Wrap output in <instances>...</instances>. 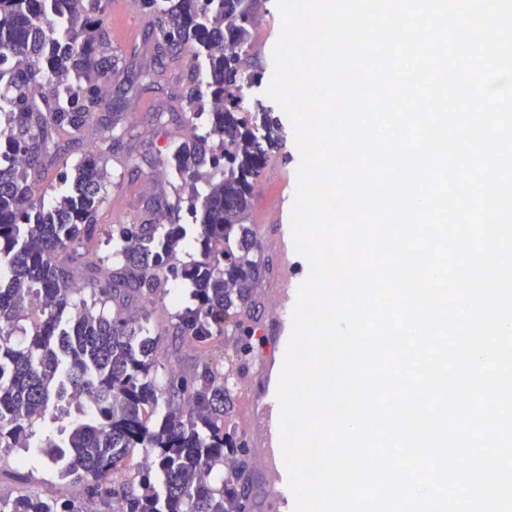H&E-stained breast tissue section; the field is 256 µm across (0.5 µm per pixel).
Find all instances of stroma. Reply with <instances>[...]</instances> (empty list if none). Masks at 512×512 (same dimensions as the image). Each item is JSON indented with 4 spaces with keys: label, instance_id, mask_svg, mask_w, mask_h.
Returning <instances> with one entry per match:
<instances>
[{
    "label": "stroma",
    "instance_id": "stroma-1",
    "mask_svg": "<svg viewBox=\"0 0 512 512\" xmlns=\"http://www.w3.org/2000/svg\"><path fill=\"white\" fill-rule=\"evenodd\" d=\"M261 27L254 32V44L248 51V66L259 82L252 96L265 98L273 73V47L280 35L282 17L277 0H258L255 11ZM112 52L120 59V67L109 80V93L116 111L122 112L131 130L130 136L104 153L102 165L108 173L105 192L108 206L103 218L130 224L139 220L158 196L175 198L182 190L183 179L175 171H164L162 157L182 131L190 115L185 105V88L190 53L174 54L159 48L153 17L140 13L137 25L127 28L123 37L112 38ZM149 60L159 77L155 85H146L139 73L141 60ZM164 110L173 118L166 126L157 125L152 114ZM287 135L282 149L272 154L271 164L278 174H261L264 191L258 194L248 216L259 239L272 233L270 222L280 200L293 199L298 179L301 155L293 142L296 129L282 110H275ZM189 291L181 285L169 287L164 297L153 304L142 305L140 300L129 303L131 309L148 308L149 317L143 325L147 336L158 339L157 361L160 374L170 368L191 374L204 366L224 367V337H214L208 345L173 339L168 332L171 312L189 306ZM57 424L44 417L36 425V435L30 448L15 450L0 456V497L9 499L20 494L68 501L80 499L83 512H98L100 503L93 496H75L72 485L64 475L65 459L51 461L42 448L46 436L55 435Z\"/></svg>",
    "mask_w": 512,
    "mask_h": 512
}]
</instances>
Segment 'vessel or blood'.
<instances>
[{
  "instance_id": "b4317fda",
  "label": "vessel or blood",
  "mask_w": 512,
  "mask_h": 512,
  "mask_svg": "<svg viewBox=\"0 0 512 512\" xmlns=\"http://www.w3.org/2000/svg\"><path fill=\"white\" fill-rule=\"evenodd\" d=\"M273 246L280 257L282 276L274 285L276 315L271 328L261 331L262 357L258 369L251 374L260 399L257 404L248 407L247 416L255 447L265 451L264 465L270 476L267 512H294L295 499L280 447V412L277 402L283 359L292 335L288 309L294 306L297 296L294 284L295 250L289 225L276 224Z\"/></svg>"
}]
</instances>
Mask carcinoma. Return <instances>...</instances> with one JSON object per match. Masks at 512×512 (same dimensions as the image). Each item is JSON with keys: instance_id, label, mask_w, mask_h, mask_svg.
<instances>
[{"instance_id": "carcinoma-1", "label": "carcinoma", "mask_w": 512, "mask_h": 512, "mask_svg": "<svg viewBox=\"0 0 512 512\" xmlns=\"http://www.w3.org/2000/svg\"><path fill=\"white\" fill-rule=\"evenodd\" d=\"M256 0H138L158 21L169 50L205 53V83L192 62L185 99L208 116V131L175 146L172 164L192 180L190 198H203L195 225V257H180L183 224H163L181 197L155 202L137 224L102 229L106 205L101 152L84 148L83 129L105 112L104 143L128 136L103 85L118 66L107 22L111 0H0V57L12 66L9 126L0 128V453L30 447L34 427L51 396L74 406L80 418L64 428L70 449L66 474L100 496L105 512H226L230 483L226 448L248 442L231 426L236 381L232 345L228 367L190 376L157 375L156 340L127 313L132 295L154 301L172 281L188 284L194 305L171 316L176 339L205 341L253 336L254 289L270 270L256 231L246 223L254 188L283 127L245 88ZM81 149L68 175L63 156ZM70 181L51 206L41 189L49 179ZM112 246V266L85 245L101 233ZM70 312L68 327L60 317ZM27 344L11 336L32 314ZM165 411L151 417L160 402ZM94 407L85 417V403ZM144 452L141 492L105 486L110 472L135 449ZM0 512H83L75 503L27 495L0 499Z\"/></svg>"}]
</instances>
